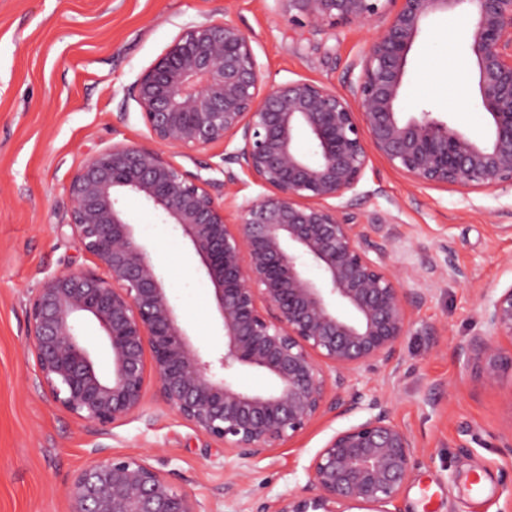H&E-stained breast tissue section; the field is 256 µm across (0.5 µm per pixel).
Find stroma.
Instances as JSON below:
<instances>
[{
  "label": "stroma",
  "instance_id": "35a3bbf8",
  "mask_svg": "<svg viewBox=\"0 0 512 512\" xmlns=\"http://www.w3.org/2000/svg\"><path fill=\"white\" fill-rule=\"evenodd\" d=\"M225 18L251 35L265 82L304 78L339 92L380 27L317 33L289 25L274 0H0V512H72L70 480L99 448L147 457L207 512H252L304 486L311 457L348 423L325 414L268 455L240 460L150 392L141 415L101 432L58 408L25 361L31 292L47 275L92 264L68 224L70 178L96 150L146 143L127 89L181 28ZM403 106L438 112L471 137L488 138L457 14L431 17L414 43ZM361 190L354 210L362 219L394 218L395 265H416L425 253L468 275L427 292L396 360L361 381L390 395L392 418L417 443L420 463L397 512H512V453L503 449L512 441V379L486 380L462 350L482 331L478 294L512 285V191L419 185L378 157ZM123 206L193 341L221 350L210 284L183 239L138 198L125 197ZM476 474L480 491H467ZM236 475L246 496L224 493Z\"/></svg>",
  "mask_w": 512,
  "mask_h": 512
}]
</instances>
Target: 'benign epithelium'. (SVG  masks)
<instances>
[{
  "label": "benign epithelium",
  "mask_w": 512,
  "mask_h": 512,
  "mask_svg": "<svg viewBox=\"0 0 512 512\" xmlns=\"http://www.w3.org/2000/svg\"><path fill=\"white\" fill-rule=\"evenodd\" d=\"M275 2L289 24L316 32L386 23L349 65L343 93L303 78L266 84L251 35L231 20L183 27L128 89L150 144L116 142L68 182L69 225L93 267L52 273L35 289L27 358L53 402L100 431L141 413L150 378L164 409L240 460L267 455L326 413H358L310 459L305 486L254 512H394L419 464L416 445L388 398L357 383L396 359L425 286L464 273L424 254L402 276L391 266L393 218L376 215L368 228L352 201L373 154L421 185L512 189V0ZM448 11L462 17L478 68L492 121L483 142L429 110L399 111L412 46ZM217 143L222 181L167 155ZM236 166L264 192L237 205L230 223L216 195L236 183ZM128 195L188 244L212 286L221 354L193 343L122 206ZM479 307L485 332L465 348L496 380L512 372V285ZM87 320L110 354L107 374L82 333ZM244 369L275 387H239ZM95 452L71 482L73 512H205L146 458Z\"/></svg>",
  "instance_id": "7a95c632"
}]
</instances>
